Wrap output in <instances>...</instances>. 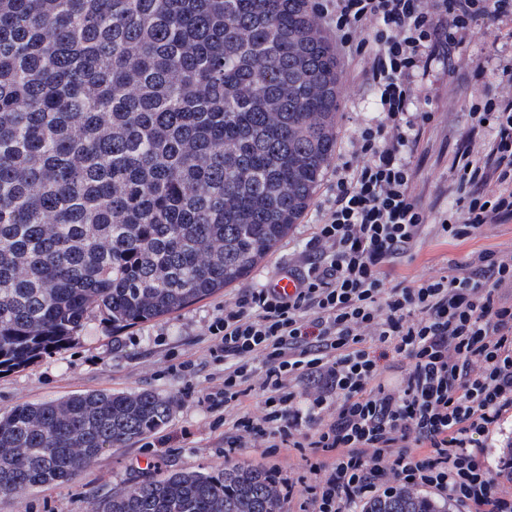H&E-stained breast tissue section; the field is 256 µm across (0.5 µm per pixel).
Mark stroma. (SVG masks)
I'll list each match as a JSON object with an SVG mask.
<instances>
[{"label":"stroma","mask_w":512,"mask_h":512,"mask_svg":"<svg viewBox=\"0 0 512 512\" xmlns=\"http://www.w3.org/2000/svg\"><path fill=\"white\" fill-rule=\"evenodd\" d=\"M462 54L470 66L455 72L436 67L430 75L429 100L420 110L432 113L414 158V187L424 203L456 210L453 158L470 123L469 112L494 87L474 77L472 69L492 68L498 57L512 55V41L492 43L482 32L469 35ZM340 95L336 124V152L344 154L354 129L377 117V101L359 66L339 59ZM331 181L322 179L310 205L279 246L243 280L206 300L172 315L153 319L121 332H112L97 318H89L79 336L62 349L47 353L26 367L0 374V416L24 402L43 403L93 391L137 393L153 391L170 399L169 422L141 440L106 449L76 479L58 485L33 487L16 494H0V512H90L113 489L159 479L168 471H205L224 465V430L213 427V416L202 406L181 401L183 376L165 372L167 357L178 353L198 365L195 383L206 388L220 378L208 357L205 329L241 288L262 283L287 264L293 249L308 237L310 226ZM481 250L512 251V223L493 224L468 238L443 240L426 236L415 254L394 269L397 277L414 278L447 267Z\"/></svg>","instance_id":"obj_1"}]
</instances>
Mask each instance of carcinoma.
<instances>
[{"instance_id":"cac0c4a2","label":"carcinoma","mask_w":512,"mask_h":512,"mask_svg":"<svg viewBox=\"0 0 512 512\" xmlns=\"http://www.w3.org/2000/svg\"><path fill=\"white\" fill-rule=\"evenodd\" d=\"M311 0H0V372L236 285L299 223L336 149ZM152 391L0 417V494L72 480L163 427ZM271 471H171L91 512H281ZM364 512H447L415 492Z\"/></svg>"}]
</instances>
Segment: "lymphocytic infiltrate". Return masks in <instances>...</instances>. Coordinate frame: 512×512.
<instances>
[{
	"instance_id": "f902f5d3",
	"label": "lymphocytic infiltrate",
	"mask_w": 512,
	"mask_h": 512,
	"mask_svg": "<svg viewBox=\"0 0 512 512\" xmlns=\"http://www.w3.org/2000/svg\"><path fill=\"white\" fill-rule=\"evenodd\" d=\"M336 47L359 61L379 115L359 125L282 296L243 289L207 326L220 384L184 397L224 410V453L271 448L304 470L282 486L297 512H357L365 499L424 488L462 512H512V476L489 460L512 420V252L484 251L407 281L391 277L426 232L460 238L512 222V58L476 67L500 91L471 108L454 160L455 214L414 191L412 111L434 62L455 67L475 29L512 39V0H314ZM492 137L478 142L483 128Z\"/></svg>"
}]
</instances>
